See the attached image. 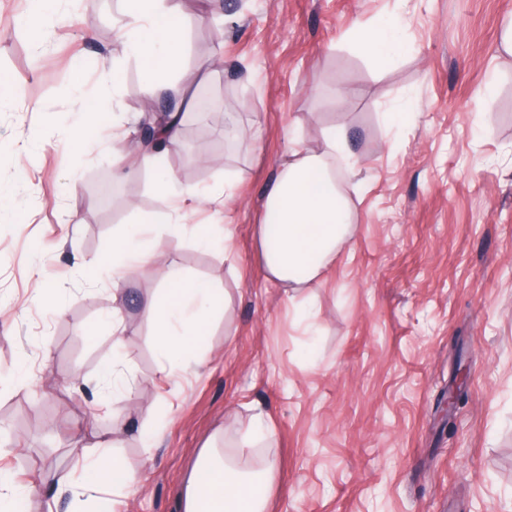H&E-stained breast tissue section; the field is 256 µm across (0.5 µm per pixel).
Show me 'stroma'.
<instances>
[{
	"label": "stroma",
	"mask_w": 512,
	"mask_h": 512,
	"mask_svg": "<svg viewBox=\"0 0 512 512\" xmlns=\"http://www.w3.org/2000/svg\"><path fill=\"white\" fill-rule=\"evenodd\" d=\"M168 5L184 44L166 78L207 65L213 106L167 162L179 184L235 185L232 255L190 236L157 255L227 293L197 339L206 364L171 381L145 309L160 282L127 285L117 349L93 261L170 211L153 169L118 178L112 154L139 155L145 115L173 103L145 98L142 65L113 34L122 0H61L37 44L20 22L27 0H0V76L18 91L0 106V467L31 486L28 512L54 497L66 512L83 493L78 451L101 438L139 481L116 512H181L218 429L227 457L273 462L268 512H512V0H238L205 17L195 0ZM390 16L407 50L381 64L352 33ZM108 93L85 153L68 154L74 109ZM403 103L411 112L386 123ZM231 114L245 134L227 143ZM338 122L361 171L354 246L291 298L263 276L265 192L293 136L315 149ZM46 292L57 312L38 304ZM460 361L466 396L447 418ZM115 363L136 399L106 388ZM258 412L267 445L242 448Z\"/></svg>",
	"instance_id": "obj_1"
}]
</instances>
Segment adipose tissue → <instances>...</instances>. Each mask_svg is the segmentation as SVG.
Returning <instances> with one entry per match:
<instances>
[{
    "label": "adipose tissue",
    "mask_w": 512,
    "mask_h": 512,
    "mask_svg": "<svg viewBox=\"0 0 512 512\" xmlns=\"http://www.w3.org/2000/svg\"><path fill=\"white\" fill-rule=\"evenodd\" d=\"M124 14L127 22L118 35L126 40L147 73L145 95L157 98L173 94L179 97L181 106L158 126L152 148L133 159L114 156L113 165L126 177L141 168H152L158 176V191L175 192L219 211L229 210L231 187L209 192L195 186L175 187L173 173L163 163L179 148L181 129L193 104V80L174 85L159 78L160 73L180 66L183 37L179 17L165 8L164 0H125ZM355 40L366 55L382 63L405 50L395 22L386 18L358 30ZM321 138L320 151L300 146L291 149L267 191L266 209L278 217L277 236H270L267 225L256 229L265 279L296 291L312 287L337 254L351 247L354 238L355 217L342 189L344 177L357 175L347 149L346 127L341 123L327 126ZM157 224L164 226L165 233L156 251L179 248L190 234L203 248L228 242L229 236L222 227L211 225L201 232L186 217L161 213L131 225L98 262L99 271L112 276V296L116 299L129 280L146 268H155L164 288L159 297L147 301L145 308L154 318L156 349L163 361L161 372L165 377L177 378L198 371L200 358L188 356L187 351L223 309L225 291L186 272L155 267L156 252L144 250L141 238L144 231ZM82 473L88 499L81 512H109L110 501L102 494L104 487L131 489L138 484L135 473L105 447L84 463ZM271 481L268 471L242 478L225 466L213 443H206L188 477L184 512H266Z\"/></svg>",
    "instance_id": "1"
}]
</instances>
